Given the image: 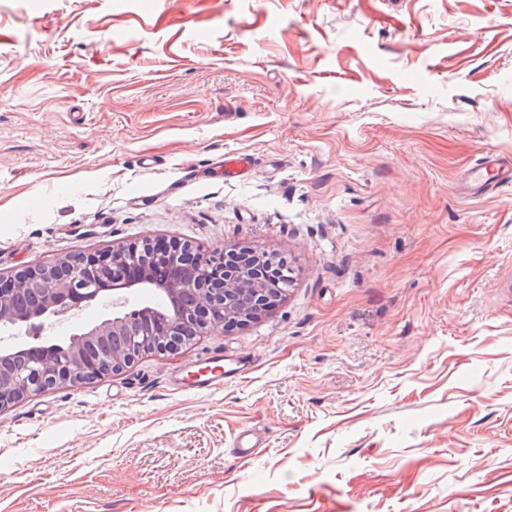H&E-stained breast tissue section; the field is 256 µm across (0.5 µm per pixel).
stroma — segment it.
Instances as JSON below:
<instances>
[{
	"label": "stroma",
	"mask_w": 512,
	"mask_h": 512,
	"mask_svg": "<svg viewBox=\"0 0 512 512\" xmlns=\"http://www.w3.org/2000/svg\"><path fill=\"white\" fill-rule=\"evenodd\" d=\"M487 154L512 0H0V273L151 238L292 277L1 410L0 512H512V191L462 186ZM216 355L246 377L172 386Z\"/></svg>",
	"instance_id": "1"
}]
</instances>
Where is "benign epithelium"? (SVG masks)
Returning a JSON list of instances; mask_svg holds the SVG:
<instances>
[{
  "mask_svg": "<svg viewBox=\"0 0 512 512\" xmlns=\"http://www.w3.org/2000/svg\"><path fill=\"white\" fill-rule=\"evenodd\" d=\"M155 244L145 238L0 275V330L31 338L21 344L24 371L0 375V410L25 396L119 372L145 353L179 350L190 344L186 330L196 337L233 326L274 308L282 295L287 263L280 257L237 247L204 254L177 240L162 249ZM111 288L124 291L112 300V315L56 343L42 336ZM152 291L174 309L146 305L142 322L133 323L126 313L130 298Z\"/></svg>",
  "mask_w": 512,
  "mask_h": 512,
  "instance_id": "7a95c632",
  "label": "benign epithelium"
}]
</instances>
